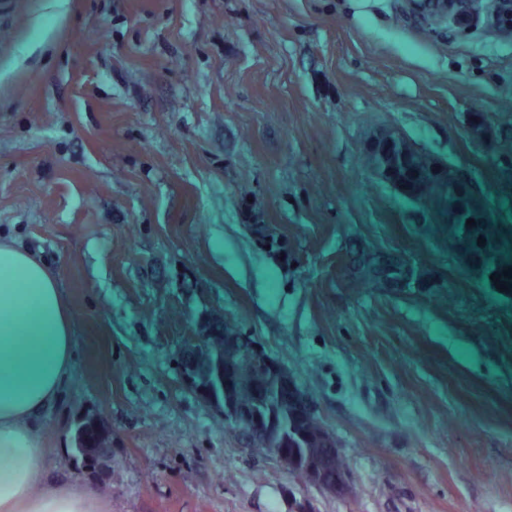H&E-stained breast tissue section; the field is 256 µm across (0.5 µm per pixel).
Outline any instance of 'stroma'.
<instances>
[{"label": "stroma", "instance_id": "obj_1", "mask_svg": "<svg viewBox=\"0 0 512 512\" xmlns=\"http://www.w3.org/2000/svg\"><path fill=\"white\" fill-rule=\"evenodd\" d=\"M387 129L512 242V37L400 0H0V236L74 326L42 480L112 512H512V290L371 169ZM371 261L403 274L358 287ZM206 317L285 367L359 496L254 453L191 388ZM85 419L101 473L71 451Z\"/></svg>", "mask_w": 512, "mask_h": 512}]
</instances>
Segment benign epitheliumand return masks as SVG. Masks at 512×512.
<instances>
[{"instance_id": "1", "label": "benign epithelium", "mask_w": 512, "mask_h": 512, "mask_svg": "<svg viewBox=\"0 0 512 512\" xmlns=\"http://www.w3.org/2000/svg\"><path fill=\"white\" fill-rule=\"evenodd\" d=\"M403 13L415 23L431 27L452 24L459 27L482 25L493 32L512 36V0H401ZM419 155L395 131L381 133L375 140L370 162L374 171L391 181L398 190L411 199L417 198L422 182L440 183L450 188L454 206L439 209L437 213L446 224H464L468 214L488 219L483 202L467 182L445 166L431 158H424L423 164L413 168V180L406 184L395 175L397 163L411 160ZM221 335V324L205 323L201 334L182 348L180 357L186 380L200 397L221 409L224 424L246 433L256 445H266L273 436L289 437L296 425L284 426L271 413L257 406H243L230 396L219 399L214 388L198 383L212 362L224 364L223 387L231 384L235 358L240 356L250 361L263 379L265 396L277 402H285L299 418H311L313 412L308 398L288 377L282 366L264 354L244 336L236 334L224 337V344L218 346L214 338ZM320 439L325 444L327 456L321 461H307L303 465L304 478L327 490L347 493L349 484L345 469L337 465L340 455L333 447L332 439L324 432Z\"/></svg>"}]
</instances>
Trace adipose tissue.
<instances>
[{
    "label": "adipose tissue",
    "mask_w": 512,
    "mask_h": 512,
    "mask_svg": "<svg viewBox=\"0 0 512 512\" xmlns=\"http://www.w3.org/2000/svg\"><path fill=\"white\" fill-rule=\"evenodd\" d=\"M73 325L56 275L0 237V512H112L81 482L38 483L39 414L70 375Z\"/></svg>",
    "instance_id": "obj_1"
}]
</instances>
